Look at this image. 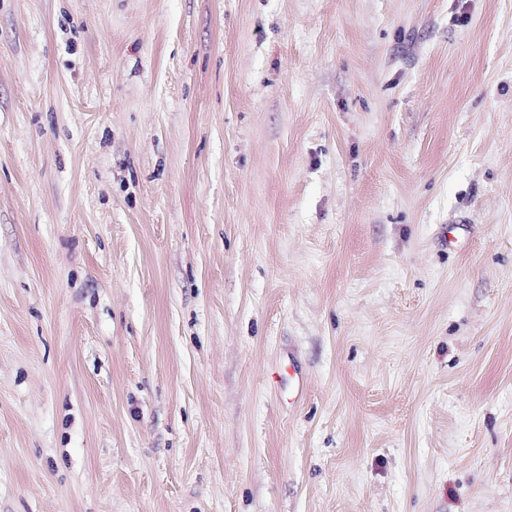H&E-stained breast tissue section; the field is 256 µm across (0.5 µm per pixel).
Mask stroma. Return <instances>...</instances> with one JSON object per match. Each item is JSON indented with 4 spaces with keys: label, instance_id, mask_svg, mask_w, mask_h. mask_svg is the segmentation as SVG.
<instances>
[{
    "label": "stroma",
    "instance_id": "1",
    "mask_svg": "<svg viewBox=\"0 0 512 512\" xmlns=\"http://www.w3.org/2000/svg\"><path fill=\"white\" fill-rule=\"evenodd\" d=\"M0 512H512V0H0Z\"/></svg>",
    "mask_w": 512,
    "mask_h": 512
}]
</instances>
